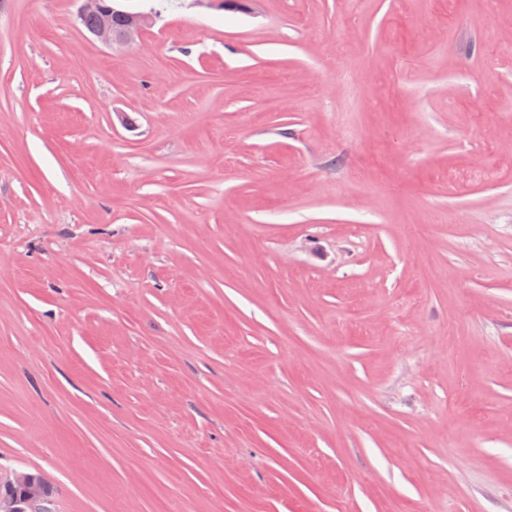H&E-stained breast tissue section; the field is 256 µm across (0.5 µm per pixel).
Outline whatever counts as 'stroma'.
Masks as SVG:
<instances>
[{"label":"stroma","mask_w":512,"mask_h":512,"mask_svg":"<svg viewBox=\"0 0 512 512\" xmlns=\"http://www.w3.org/2000/svg\"><path fill=\"white\" fill-rule=\"evenodd\" d=\"M0 0V486L52 512H512V0ZM123 0H83L80 7L79 14H85L80 19L81 25L89 32H94V38L99 43L106 46L118 45L120 47H131L138 44L143 31L151 27L155 21L156 16L152 13L145 12H131L123 9L118 2ZM98 7L102 9L106 16H112V30L103 26L100 30L96 31L101 23L102 16L98 10L91 9ZM91 9V10H89ZM113 12L120 11L124 13L129 20L128 28L119 35H113L112 32H119L126 28L127 19L121 14H112ZM96 31V32H95ZM13 485L22 488L21 495H0V512H50L48 508V486L42 476L29 472L16 473ZM8 484L0 494L8 491L18 492L17 488Z\"/></svg>","instance_id":"obj_1"}]
</instances>
